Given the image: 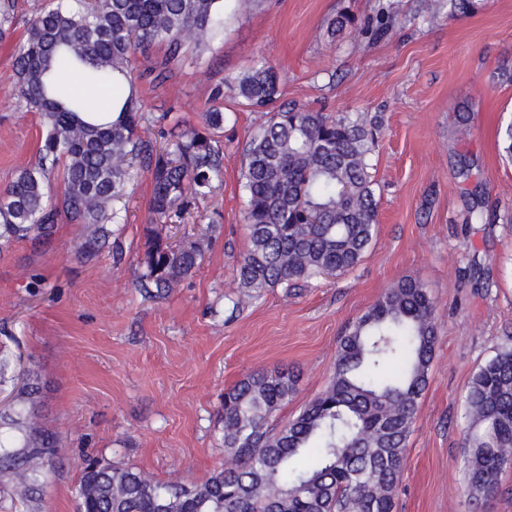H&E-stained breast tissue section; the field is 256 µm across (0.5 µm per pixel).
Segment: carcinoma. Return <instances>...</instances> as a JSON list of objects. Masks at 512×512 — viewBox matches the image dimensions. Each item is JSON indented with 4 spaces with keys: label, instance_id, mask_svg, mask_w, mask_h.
<instances>
[{
    "label": "carcinoma",
    "instance_id": "obj_1",
    "mask_svg": "<svg viewBox=\"0 0 512 512\" xmlns=\"http://www.w3.org/2000/svg\"><path fill=\"white\" fill-rule=\"evenodd\" d=\"M223 0H58L29 23L13 64L26 104L45 134L39 161L0 191V249L20 240L47 244L59 214L82 228L78 253L91 257L108 236L104 221L128 168L151 172L150 213L159 219L223 176L214 132L180 134L175 157L141 137L142 104L133 89L135 53L156 41L177 58L222 27ZM256 107L275 104L276 72L256 67L238 84ZM102 112L112 121L99 123ZM377 119L330 117L302 106L273 111L250 138L242 186L248 246L235 280L249 299L268 288L344 273L374 238L378 201L370 156ZM62 169L61 192L47 171ZM200 245L174 251L152 229L139 284L164 291L203 260ZM437 340L436 305L416 278L398 281L341 336L327 388L273 432L268 419L296 391L285 371L257 370L224 392V463L203 484L158 481L132 467L84 462L77 512H394L404 452ZM0 410V493L40 512L43 476L60 437L42 421L38 373L27 369ZM463 444L469 500L484 502L512 467V345L472 376L464 396Z\"/></svg>",
    "mask_w": 512,
    "mask_h": 512
}]
</instances>
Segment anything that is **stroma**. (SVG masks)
Segmentation results:
<instances>
[{
  "label": "stroma",
  "instance_id": "1",
  "mask_svg": "<svg viewBox=\"0 0 512 512\" xmlns=\"http://www.w3.org/2000/svg\"><path fill=\"white\" fill-rule=\"evenodd\" d=\"M45 3L0 0V189L38 159L44 127L19 96L12 53ZM341 14L353 24L331 36ZM261 64L278 71L281 102L382 117L371 161L378 228L353 270L271 288L237 308L244 147L267 118L237 83ZM504 68L512 70V0H472L455 17L448 0H253L244 13L225 6L222 33L204 48L187 45L179 60L162 41L137 53L142 136L164 145L221 109L223 181L166 227L171 248L200 242L204 259L156 298L136 280L152 190L139 163L113 204L122 233L93 259L77 256L79 228L63 217L51 245L20 241L0 254V348L38 369L40 414L64 442L45 475L43 512H76L87 456L161 481L205 482L224 459L225 390L258 369H293L298 391L268 421L280 429L329 384L345 329L405 277L436 303L437 342L395 512H473L463 396L512 341V164L497 136L512 120ZM474 208L495 221L468 223Z\"/></svg>",
  "mask_w": 512,
  "mask_h": 512
}]
</instances>
